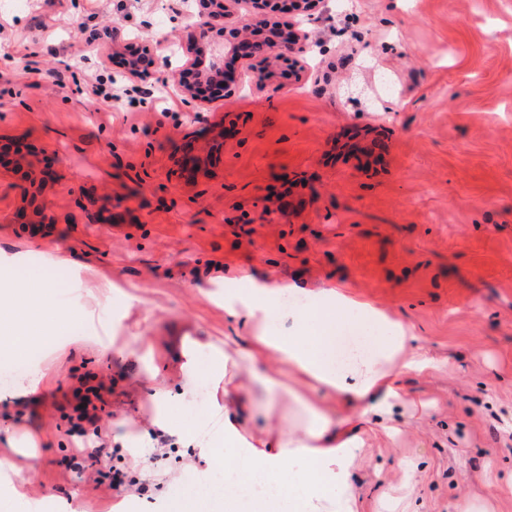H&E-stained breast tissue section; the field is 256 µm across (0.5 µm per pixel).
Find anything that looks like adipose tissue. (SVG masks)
Instances as JSON below:
<instances>
[{
  "label": "adipose tissue",
  "mask_w": 512,
  "mask_h": 512,
  "mask_svg": "<svg viewBox=\"0 0 512 512\" xmlns=\"http://www.w3.org/2000/svg\"><path fill=\"white\" fill-rule=\"evenodd\" d=\"M51 294L48 281L30 277L0 292V301L38 310ZM224 310L251 326L243 346L223 348L198 336L170 343L185 380L180 404L195 403L199 383L210 388L206 415L185 436L224 468L223 486L192 490L198 512H357L350 476L368 446L369 424L396 438L398 376L433 367L412 350V327L337 288L253 277L247 287L225 289ZM202 349L212 353L211 364L199 363ZM286 371L292 382L283 381ZM321 389L327 399L315 398ZM214 422L223 433L220 449L197 435Z\"/></svg>",
  "instance_id": "adipose-tissue-1"
}]
</instances>
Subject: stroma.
Returning <instances> with one entry per match:
<instances>
[{"label":"stroma","mask_w":512,"mask_h":512,"mask_svg":"<svg viewBox=\"0 0 512 512\" xmlns=\"http://www.w3.org/2000/svg\"><path fill=\"white\" fill-rule=\"evenodd\" d=\"M186 11L182 0H28L22 11L0 0V139L34 147L55 179L54 221L38 229L12 222L17 177L0 173V281L55 277L54 302L73 311L34 324L35 366L0 388V459L13 464L0 501L157 512L193 478L222 484L223 468L179 432L208 392L157 436L154 475L134 450L154 390L175 397L183 384L171 336L250 335L224 310L225 279L250 275L374 301L441 363L399 376L402 433H371L351 475L358 512H512V0H321L301 80L198 105L151 79L134 111H95L83 76L110 74L127 40L187 62ZM106 26L120 39L81 52ZM32 61L66 72V88L29 73ZM165 95L176 102L166 114ZM218 136L212 163L186 180L189 142ZM82 376L105 384L102 475L70 434L64 397Z\"/></svg>","instance_id":"obj_1"}]
</instances>
